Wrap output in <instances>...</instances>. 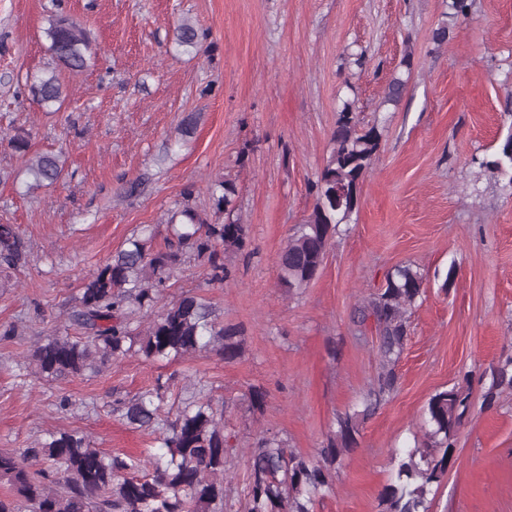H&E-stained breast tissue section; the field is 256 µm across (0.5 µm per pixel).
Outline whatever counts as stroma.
Returning <instances> with one entry per match:
<instances>
[{"label": "stroma", "instance_id": "stroma-1", "mask_svg": "<svg viewBox=\"0 0 512 512\" xmlns=\"http://www.w3.org/2000/svg\"><path fill=\"white\" fill-rule=\"evenodd\" d=\"M448 3L0 0V169L11 174L0 183V224L15 225L31 251L28 266L0 273V451L65 431L148 466L152 435L128 425L115 402L158 387L172 412L199 379L224 403V512H245L256 438L315 456L337 413L365 395L377 336L358 330L353 311L409 265L424 293L398 388L363 420L314 512H380L392 449L414 446L427 401L452 387L471 406L428 512H512V388L491 387L512 358V184L484 166L512 133V0H473L452 20ZM59 9L87 34L95 64L68 76V98L46 112L27 86L51 61L43 27ZM183 22L202 33L198 50L173 44ZM443 22L449 37L437 50L432 32ZM396 76L407 89L393 105L385 96ZM347 101L361 128L378 126L379 153L317 278L289 293L277 258L313 209ZM190 113L197 126L185 135ZM17 133L30 153L65 151L63 181L27 190L24 159L7 142ZM224 179L236 185L248 248L225 253L229 275L214 285L186 257L161 301L202 298L239 329L240 356H134L39 375L36 344L76 335L71 315L90 274L141 228L163 247L164 215L182 199L213 216L208 186Z\"/></svg>", "mask_w": 512, "mask_h": 512}]
</instances>
